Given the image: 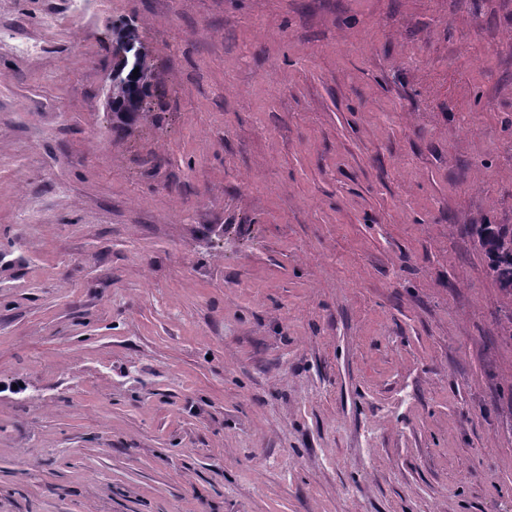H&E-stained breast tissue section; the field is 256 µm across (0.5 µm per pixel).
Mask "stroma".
I'll return each instance as SVG.
<instances>
[{
  "label": "stroma",
  "mask_w": 512,
  "mask_h": 512,
  "mask_svg": "<svg viewBox=\"0 0 512 512\" xmlns=\"http://www.w3.org/2000/svg\"><path fill=\"white\" fill-rule=\"evenodd\" d=\"M477 224L512 0H0V512H512ZM122 38L119 51L125 58L112 72L107 98L116 124L128 125L150 110L148 98L155 66L133 24L128 23ZM135 68H139L137 77L133 75Z\"/></svg>",
  "instance_id": "stroma-1"
}]
</instances>
